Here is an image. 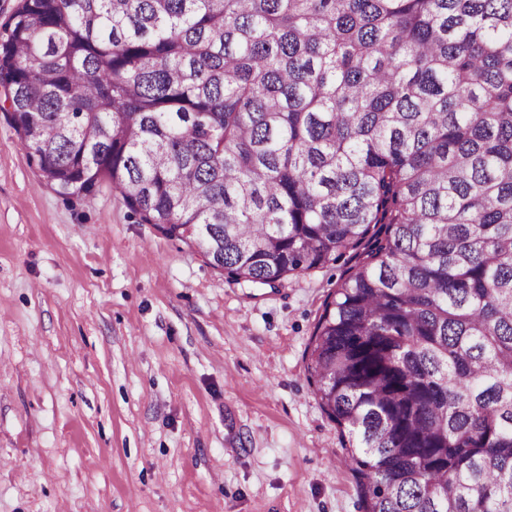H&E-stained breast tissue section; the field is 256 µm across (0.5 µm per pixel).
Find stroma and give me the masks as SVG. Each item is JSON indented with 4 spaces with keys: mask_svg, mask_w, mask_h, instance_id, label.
<instances>
[{
    "mask_svg": "<svg viewBox=\"0 0 512 512\" xmlns=\"http://www.w3.org/2000/svg\"><path fill=\"white\" fill-rule=\"evenodd\" d=\"M350 265L236 283L45 185L0 108V512H363L307 373Z\"/></svg>",
    "mask_w": 512,
    "mask_h": 512,
    "instance_id": "stroma-1",
    "label": "stroma"
}]
</instances>
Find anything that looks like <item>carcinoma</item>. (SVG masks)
Here are the masks:
<instances>
[{
    "instance_id": "cac0c4a2",
    "label": "carcinoma",
    "mask_w": 512,
    "mask_h": 512,
    "mask_svg": "<svg viewBox=\"0 0 512 512\" xmlns=\"http://www.w3.org/2000/svg\"><path fill=\"white\" fill-rule=\"evenodd\" d=\"M0 86L238 283L352 253L308 379L364 512H512V0H21Z\"/></svg>"
}]
</instances>
